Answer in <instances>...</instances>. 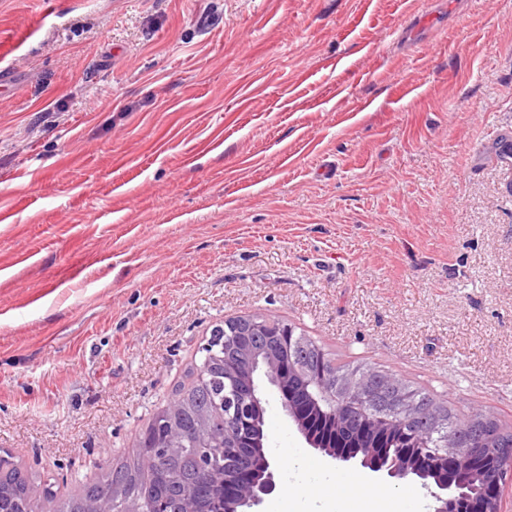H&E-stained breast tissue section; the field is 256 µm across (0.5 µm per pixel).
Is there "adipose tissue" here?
<instances>
[{
	"label": "adipose tissue",
	"instance_id": "ef3b65f1",
	"mask_svg": "<svg viewBox=\"0 0 512 512\" xmlns=\"http://www.w3.org/2000/svg\"><path fill=\"white\" fill-rule=\"evenodd\" d=\"M334 496L317 488L290 487L288 495L297 501V512H406L402 494L378 489L360 479L344 475L334 480Z\"/></svg>",
	"mask_w": 512,
	"mask_h": 512
}]
</instances>
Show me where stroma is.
I'll use <instances>...</instances> for the list:
<instances>
[{
  "label": "stroma",
  "instance_id": "obj_1",
  "mask_svg": "<svg viewBox=\"0 0 512 512\" xmlns=\"http://www.w3.org/2000/svg\"><path fill=\"white\" fill-rule=\"evenodd\" d=\"M0 449L93 482L213 326L512 431V0H0ZM269 457L310 448L268 393Z\"/></svg>",
  "mask_w": 512,
  "mask_h": 512
}]
</instances>
